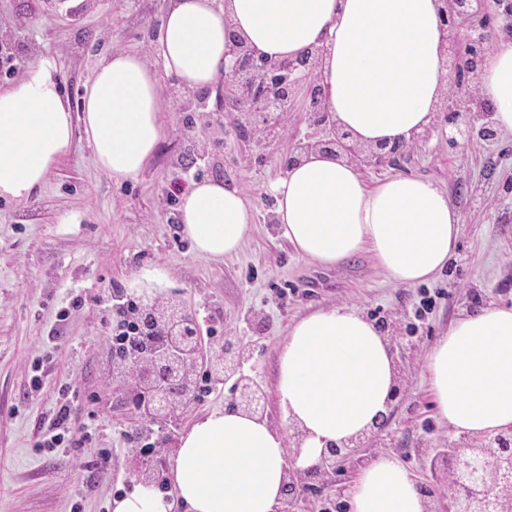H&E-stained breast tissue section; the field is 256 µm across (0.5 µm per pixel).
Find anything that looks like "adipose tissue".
Listing matches in <instances>:
<instances>
[{
	"label": "adipose tissue",
	"mask_w": 512,
	"mask_h": 512,
	"mask_svg": "<svg viewBox=\"0 0 512 512\" xmlns=\"http://www.w3.org/2000/svg\"><path fill=\"white\" fill-rule=\"evenodd\" d=\"M274 61L321 51L325 106L355 142L406 141L431 128L451 82L438 0H170L159 32L161 67L134 51L97 66L79 106L62 90L52 58L0 90V198L28 199L71 148L73 110L92 158L112 179L138 176L164 138L160 74L180 88L214 86L225 32ZM495 128L512 134V41L498 42L477 71ZM274 219L300 256L325 267L370 252L394 282L415 285L444 269L460 214L437 183L395 176L368 187L357 164L319 150L267 187ZM256 206L233 183L202 180L183 192L179 217L195 254L236 253ZM440 421L457 436L512 428V308L461 314L425 359ZM396 381L380 328L359 310H316L288 330L276 395L303 437L294 465H316L331 442L369 430L389 411ZM283 431L266 418L223 409L197 418L171 463L187 512H278L288 481ZM350 512H425L426 499L400 461L369 460L347 490Z\"/></svg>",
	"instance_id": "1"
}]
</instances>
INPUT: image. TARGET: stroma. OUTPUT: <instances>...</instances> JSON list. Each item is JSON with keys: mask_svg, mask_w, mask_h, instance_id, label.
<instances>
[{"mask_svg": "<svg viewBox=\"0 0 512 512\" xmlns=\"http://www.w3.org/2000/svg\"><path fill=\"white\" fill-rule=\"evenodd\" d=\"M168 0H87L64 9L62 0H0V40L12 42L21 62L0 88L21 80L40 59L53 58L72 104L100 59L115 50L144 54L160 64L157 32ZM165 137L144 171L116 181L94 163L82 125L69 152L28 200L0 199V512H101L117 491L139 483L145 459L126 442L125 430L148 422L127 407L123 386L110 370L98 294L114 289L132 297L151 290L159 300H183L195 319L219 307L224 335L249 343L244 371L266 394L265 416L287 423L275 387L279 351L289 327L320 308L349 305L384 326L402 395L385 427L351 459L314 485H301L282 501L284 512H317L320 501H344L364 464L395 455L415 480L429 477L437 450L459 437L435 417L426 380L429 348L464 312L493 303L512 307V135L457 144L448 118L396 163L363 168L367 182L411 175L442 185L462 223L448 266L427 286L444 292L424 319H416L418 286L390 280L371 254L331 268L302 258L273 220L266 185L280 174L281 152L314 139L305 98L283 116L275 141L237 145V116L222 85L207 91L177 89L162 81ZM244 188L258 213L241 250L221 260L193 254L175 238L171 219L177 198L196 178ZM82 303L64 325L56 313L74 296ZM53 357L40 393L28 397L34 360ZM79 392L72 415L76 431H89L77 455L35 448L37 426L62 387ZM231 382L163 422L155 436V466L169 467L181 435L200 415L224 408ZM112 449L111 470L97 464L99 449Z\"/></svg>", "mask_w": 512, "mask_h": 512, "instance_id": "35a3bbf8", "label": "stroma"}]
</instances>
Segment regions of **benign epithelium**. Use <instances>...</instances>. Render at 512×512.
<instances>
[{
    "mask_svg": "<svg viewBox=\"0 0 512 512\" xmlns=\"http://www.w3.org/2000/svg\"><path fill=\"white\" fill-rule=\"evenodd\" d=\"M440 2L443 26L447 32L443 52L452 57L454 71L474 75L490 42V35L486 32L487 0ZM463 26L467 29V44H479L480 51H460L459 31ZM227 47L231 65L224 72L225 85L238 111L261 119L259 125L235 121L239 126L237 139L241 146L246 147L256 136L278 129V121L287 111L285 105L294 101L301 91H306L309 125L319 131V138L311 144L295 145L288 155L281 158L284 169L297 163L301 150L311 146L359 165L380 166L394 162L404 150L431 134L427 130L408 142L360 146L352 141L349 132L330 119L317 78L319 56L307 54L294 60L271 62L256 57L236 33L229 34ZM436 111L448 113V122L463 138L471 137L474 132L471 107L445 92ZM140 314L145 341L132 357L113 362V375L122 379L130 408L152 420L167 419L189 408L195 400L197 364L203 362L216 379L234 380L229 403L231 409L264 414L263 391L253 377L243 372V365L252 357V351L242 339L226 336L220 344L207 345L198 338L194 317L179 302L169 300L161 303L147 292L140 303ZM145 392L154 393L155 402L143 409L134 399ZM383 426L381 421L376 428L340 446L329 445L323 450L319 463L309 469L288 465L286 491L297 489L306 479H316L334 470L337 464L357 453L375 429ZM511 434L509 429L486 444L453 448L443 467L433 465L432 477L435 480L459 489V493L448 499L445 512H512V447L504 444Z\"/></svg>",
    "mask_w": 512,
    "mask_h": 512,
    "instance_id": "benign-epithelium-1",
    "label": "benign epithelium"
}]
</instances>
